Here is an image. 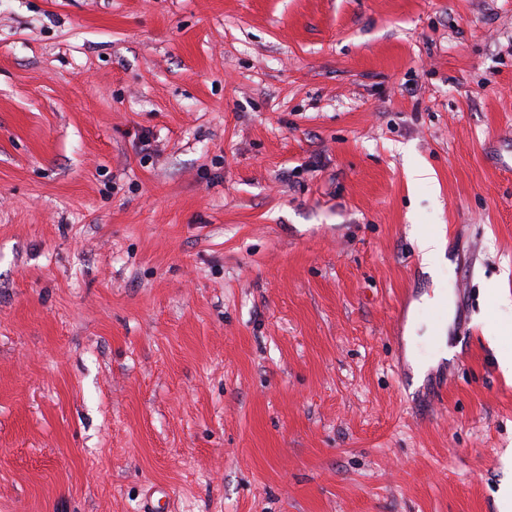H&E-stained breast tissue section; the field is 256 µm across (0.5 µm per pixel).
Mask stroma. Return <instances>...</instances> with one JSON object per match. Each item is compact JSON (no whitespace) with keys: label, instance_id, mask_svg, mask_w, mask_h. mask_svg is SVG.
Returning <instances> with one entry per match:
<instances>
[{"label":"stroma","instance_id":"obj_1","mask_svg":"<svg viewBox=\"0 0 512 512\" xmlns=\"http://www.w3.org/2000/svg\"><path fill=\"white\" fill-rule=\"evenodd\" d=\"M500 292L512 0H0V512H501Z\"/></svg>","mask_w":512,"mask_h":512}]
</instances>
